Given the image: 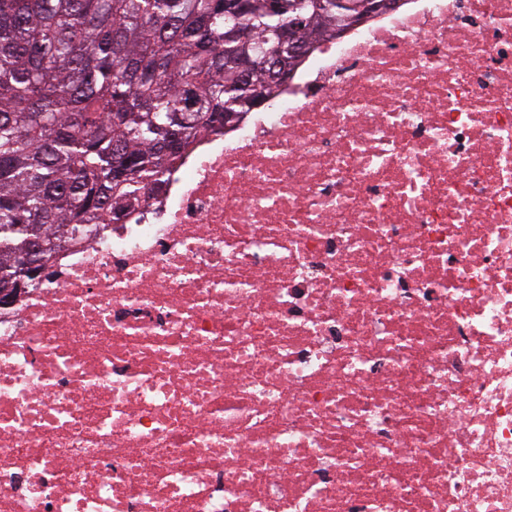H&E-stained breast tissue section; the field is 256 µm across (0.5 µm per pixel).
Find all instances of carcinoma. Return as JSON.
<instances>
[{"mask_svg": "<svg viewBox=\"0 0 512 512\" xmlns=\"http://www.w3.org/2000/svg\"><path fill=\"white\" fill-rule=\"evenodd\" d=\"M0 0V289L24 272L26 240L53 253L67 235L120 219L204 129L268 91L260 49L288 55L295 23L314 45L336 28L334 0ZM254 34L251 47L234 28ZM182 141L168 146V127ZM128 170L116 173L112 145Z\"/></svg>", "mask_w": 512, "mask_h": 512, "instance_id": "cac0c4a2", "label": "carcinoma"}]
</instances>
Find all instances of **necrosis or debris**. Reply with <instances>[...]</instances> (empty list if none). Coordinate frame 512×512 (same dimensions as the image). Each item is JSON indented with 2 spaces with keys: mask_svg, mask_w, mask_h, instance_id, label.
I'll list each match as a JSON object with an SVG mask.
<instances>
[{
  "mask_svg": "<svg viewBox=\"0 0 512 512\" xmlns=\"http://www.w3.org/2000/svg\"><path fill=\"white\" fill-rule=\"evenodd\" d=\"M0 308V512H512V0H404Z\"/></svg>",
  "mask_w": 512,
  "mask_h": 512,
  "instance_id": "necrosis-or-debris-1",
  "label": "necrosis or debris"
}]
</instances>
